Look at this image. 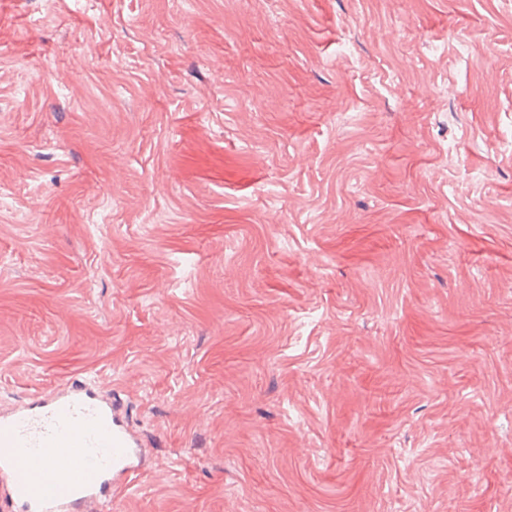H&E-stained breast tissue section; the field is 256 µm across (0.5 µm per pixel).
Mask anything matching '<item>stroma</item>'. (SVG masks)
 I'll list each match as a JSON object with an SVG mask.
<instances>
[{"label":"stroma","mask_w":512,"mask_h":512,"mask_svg":"<svg viewBox=\"0 0 512 512\" xmlns=\"http://www.w3.org/2000/svg\"><path fill=\"white\" fill-rule=\"evenodd\" d=\"M76 379L104 512H512V0H0V412Z\"/></svg>","instance_id":"1"}]
</instances>
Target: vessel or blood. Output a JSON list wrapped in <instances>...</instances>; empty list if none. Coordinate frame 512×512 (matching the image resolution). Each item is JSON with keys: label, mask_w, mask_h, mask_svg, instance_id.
I'll use <instances>...</instances> for the list:
<instances>
[{"label": "vessel or blood", "mask_w": 512, "mask_h": 512, "mask_svg": "<svg viewBox=\"0 0 512 512\" xmlns=\"http://www.w3.org/2000/svg\"><path fill=\"white\" fill-rule=\"evenodd\" d=\"M139 471L118 405L86 383L0 415V512H98L106 488Z\"/></svg>", "instance_id": "vessel-or-blood-1"}]
</instances>
